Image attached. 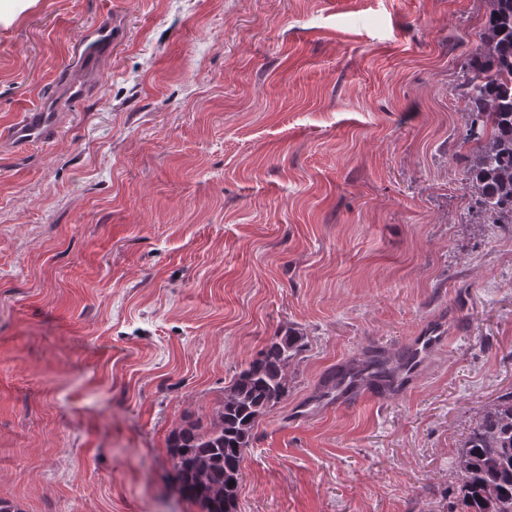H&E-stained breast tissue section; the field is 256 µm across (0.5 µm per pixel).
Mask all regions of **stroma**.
<instances>
[{
  "instance_id": "1",
  "label": "stroma",
  "mask_w": 512,
  "mask_h": 512,
  "mask_svg": "<svg viewBox=\"0 0 512 512\" xmlns=\"http://www.w3.org/2000/svg\"><path fill=\"white\" fill-rule=\"evenodd\" d=\"M490 8L27 0L0 18V500L201 512L167 439L208 429L291 327L308 346L254 429L238 512H455L463 440L512 391V230L466 188L456 89ZM40 101L55 129L27 149L8 130ZM434 326L402 393L313 402L359 348Z\"/></svg>"
}]
</instances>
